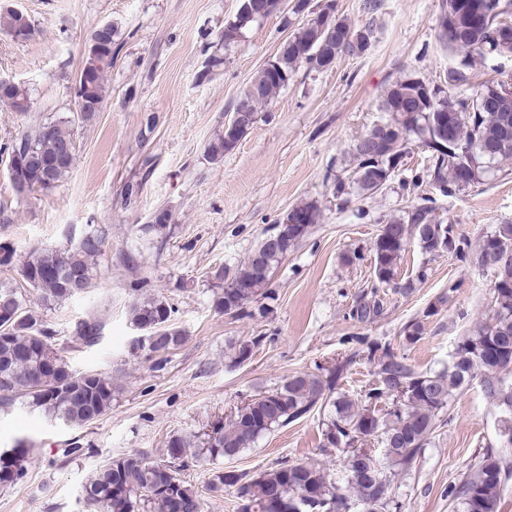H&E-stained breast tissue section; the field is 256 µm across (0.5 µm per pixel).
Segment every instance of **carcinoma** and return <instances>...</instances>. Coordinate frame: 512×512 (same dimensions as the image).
<instances>
[{"instance_id": "1", "label": "carcinoma", "mask_w": 512, "mask_h": 512, "mask_svg": "<svg viewBox=\"0 0 512 512\" xmlns=\"http://www.w3.org/2000/svg\"><path fill=\"white\" fill-rule=\"evenodd\" d=\"M336 35L323 30L321 13L306 9V16L277 50L274 61L280 71L262 67L242 91L237 105L254 117L271 104L292 80L298 68L325 69L326 53L339 60L362 53L356 39L363 32L373 37L372 25L356 27L336 14L329 15ZM512 20V0H447L438 39L448 51L462 57L448 68V85L435 86L409 75L389 85L380 108L385 122L356 140L352 150L350 183L362 195L383 187L403 165L406 146L417 138L431 152L424 177L412 186L443 184L454 194L478 183L505 161L512 160V94L504 81H489L471 97L455 94L467 84L472 61L487 55L512 54V44L496 39L497 27ZM256 19L235 17L224 26L221 41L229 46L242 38ZM119 40L114 24L98 46L100 63L85 91L88 111L84 121L94 119L108 95L107 73L112 68L113 45ZM15 88L0 91V104L25 114ZM236 135L222 130L210 140L207 153L219 162L234 148ZM0 151L14 157L20 180L12 186L19 200L31 193L59 185L75 163L72 133L64 120L46 121L15 136ZM306 223L290 238L282 252L268 251L260 241L234 272L219 269L215 279L221 293L215 310L241 313L260 295L269 280L258 265L271 271L310 228L321 220L314 203L293 206ZM453 240L448 253L466 259L468 242L455 235L452 225L435 216V199L425 196L414 205L408 220H390L382 225L373 244L374 276L378 287L389 286L410 239H417L427 252ZM104 240L95 230L62 250L34 248L20 263L18 274L45 305H58L74 296L70 280L83 275L81 291L93 287V265L103 255ZM478 261L495 270L497 286L485 317L458 338L451 362L439 371H418L390 344L367 338L365 345L339 362L326 376L302 373L288 377L277 388L260 392L236 409L229 422L214 423L203 440L195 443L181 435L169 438L166 458L150 460L129 454L112 458L83 487L88 512H202L196 491L182 478L190 467L232 458L275 428L285 427L312 413L331 408L323 422V447L336 448L349 459L343 483L328 479L317 464L281 462L255 476L236 471H218L211 490L224 492L238 487L240 512H401L395 478L408 469L431 439L439 414L473 381L479 379L485 397L499 411V436L503 448L476 457L462 480L448 486L451 512H497L500 493L512 481V279H503L502 269L512 272V223L499 224L479 243ZM380 301L363 300L353 308L360 320L379 314ZM131 323L150 328L145 339L133 343L136 350L165 354L184 339L171 323V307L155 297L138 298L131 306ZM102 324L95 318L75 324L74 335L86 346L97 344ZM365 356L376 364L378 380L355 399L340 388L345 370ZM21 402L32 412L70 425L96 421L112 408V377L96 371L77 372L54 347V332L27 309L22 289L0 283V410ZM377 443L372 448L370 444ZM28 448L24 441L0 452V484H16L27 476Z\"/></svg>"}]
</instances>
